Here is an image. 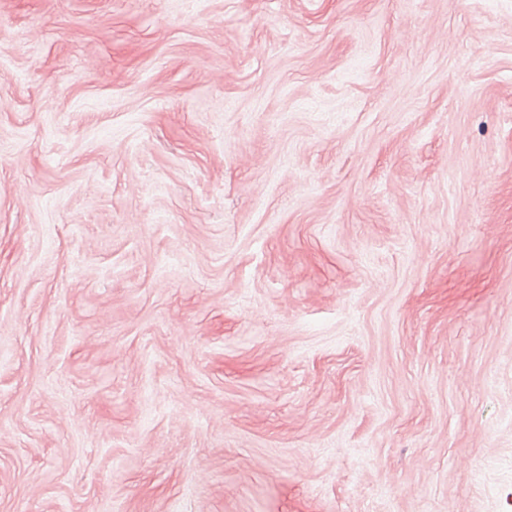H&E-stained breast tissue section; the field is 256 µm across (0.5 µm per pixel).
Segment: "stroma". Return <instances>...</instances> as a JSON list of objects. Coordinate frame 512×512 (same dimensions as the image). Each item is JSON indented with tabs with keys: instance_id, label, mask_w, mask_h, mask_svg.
<instances>
[{
	"instance_id": "35a3bbf8",
	"label": "stroma",
	"mask_w": 512,
	"mask_h": 512,
	"mask_svg": "<svg viewBox=\"0 0 512 512\" xmlns=\"http://www.w3.org/2000/svg\"><path fill=\"white\" fill-rule=\"evenodd\" d=\"M0 512H512V0H0Z\"/></svg>"
}]
</instances>
